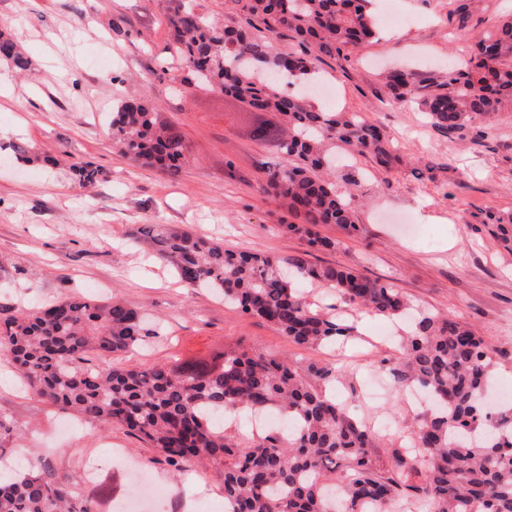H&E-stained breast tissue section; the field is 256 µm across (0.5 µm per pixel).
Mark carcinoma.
Masks as SVG:
<instances>
[{
    "label": "carcinoma",
    "mask_w": 512,
    "mask_h": 512,
    "mask_svg": "<svg viewBox=\"0 0 512 512\" xmlns=\"http://www.w3.org/2000/svg\"><path fill=\"white\" fill-rule=\"evenodd\" d=\"M242 23L218 26L181 0L172 14L175 52L187 81L216 87L249 111L274 112L273 135L288 165L267 172L262 189L303 224H289L308 244L334 243L314 230L339 224L357 230L355 213L336 187L342 144L389 170L399 161L388 137L356 112H325L283 89L288 76L314 74L325 59H346L374 35L372 0H232ZM287 37V54L273 41ZM477 54L444 79L418 86L410 71L386 77L388 98L421 93L432 125L444 133L472 119L494 126L502 103H512V18L476 38ZM0 56L18 69L27 60L0 37ZM112 143L123 155L170 173L186 163L180 133L155 108L129 101L112 118ZM70 170L82 184L96 181L90 162ZM134 241L169 263L179 279L224 297L242 312L270 323L294 344L313 348L344 341L353 329L311 307L302 288L320 283L373 313L401 317L409 305L390 284L338 265L236 251L177 224H144ZM156 335L141 311L121 300L65 298L0 320V355L30 392L84 421L118 425L147 443L178 474L199 463L222 470L228 512H378L417 495L431 512H512V416L489 420L482 395L493 361L472 329L449 316L420 311L400 337L402 362L389 368L395 385L428 393L435 409L412 425L410 447L376 466L375 432L353 419L325 387L338 381L335 365L306 367L276 353L219 350L207 360L184 359L129 368L115 356ZM242 407L283 415L294 427L242 446L224 435L212 415ZM422 467L419 485L403 480ZM0 512H93L61 477L33 463L0 479Z\"/></svg>",
    "instance_id": "cac0c4a2"
}]
</instances>
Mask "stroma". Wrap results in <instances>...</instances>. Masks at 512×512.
Returning <instances> with one entry per match:
<instances>
[{
	"mask_svg": "<svg viewBox=\"0 0 512 512\" xmlns=\"http://www.w3.org/2000/svg\"><path fill=\"white\" fill-rule=\"evenodd\" d=\"M178 0H0V32L27 58V70L0 60V318L59 298L126 304L161 319L150 348L127 353L129 367L173 356L206 358L222 348L277 352L301 365L342 361L340 387L354 418L389 419L393 439L417 418L381 361L397 363L395 319L344 300L334 289L309 284L312 307L354 328L344 347L305 348L267 322L243 314L204 288L179 281L171 266L136 245L144 224H185L231 250L260 251L314 264H337L392 284L412 309L451 316L471 326L491 350L495 386L512 392V251L492 224L512 219V104L478 137L480 121L462 132L438 131L417 101L387 100L382 74L403 65L417 80L445 75L468 60L474 35L490 34L512 16V0H474L460 20L459 0H375V16L393 8V30L329 60L321 72L336 90V112H356L378 125L402 162L392 170L340 149L359 174L344 187L358 233L324 224L334 248L317 250L290 232L293 214L260 190L263 171L287 163L276 142L251 135L248 113L210 86H190L171 54L169 19ZM153 105L185 139L189 156L179 174L150 168L112 145L113 112L124 102ZM483 130V129H482ZM25 159H16L17 150ZM54 164H46V157ZM99 170L82 186L73 161ZM0 413L19 429L12 441L22 464L40 461L94 503L113 512L131 495L134 461L164 497L142 512H224L221 472L198 466L173 475L146 443L122 427L65 415L21 388L0 358ZM120 449L122 460L108 459ZM99 476L88 481L86 459Z\"/></svg>",
	"mask_w": 512,
	"mask_h": 512,
	"instance_id": "stroma-1",
	"label": "stroma"
}]
</instances>
